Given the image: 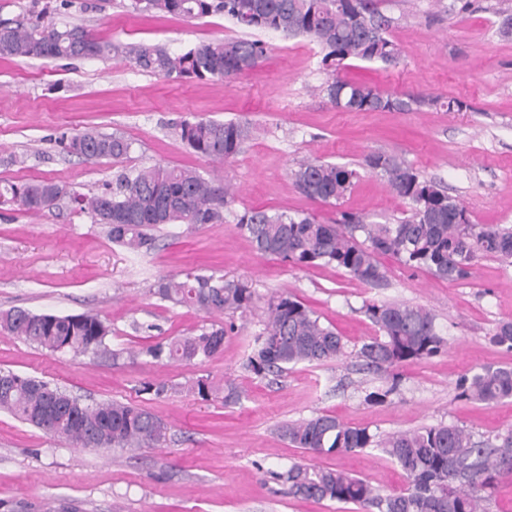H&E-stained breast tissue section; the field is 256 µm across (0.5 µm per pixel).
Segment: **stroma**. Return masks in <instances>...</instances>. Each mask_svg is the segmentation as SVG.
Instances as JSON below:
<instances>
[{"label":"stroma","mask_w":512,"mask_h":512,"mask_svg":"<svg viewBox=\"0 0 512 512\" xmlns=\"http://www.w3.org/2000/svg\"><path fill=\"white\" fill-rule=\"evenodd\" d=\"M395 23L397 65L347 59V80L392 95L455 98L459 112H342L323 92L331 78L320 48L306 38L257 32L266 54L233 80L182 83L143 73L128 62L0 59V181L51 180L76 193L104 189L121 169L154 165L220 175L235 188L224 220L195 229L158 226L152 249L112 243L106 225L69 201L32 216L0 206V311L14 307L57 315L94 312L111 327L104 355L52 352L0 332V369L50 381L85 403L141 405L168 425L157 448L84 450L0 411V512H357L352 504L304 501L288 494L282 475L292 463L329 466L384 493L405 485L402 471L376 450L317 456L277 434L286 421L331 414L384 437L439 423L482 435L512 425V398L487 406L460 398L461 376L482 365H512V351L489 342L512 320V266L480 259L470 278L450 282L383 255L378 286L332 267L298 268L258 254L236 226L245 209L314 214L332 223L351 211L385 223L402 217L403 201L365 165L371 153L405 159L422 177L458 196L477 224H512V37L499 36L512 0H380ZM115 43L156 44L181 53L195 43L236 38L223 16L197 21L142 18L129 0H72L53 16ZM197 117L246 120L255 128L241 153L218 163L188 149L174 124ZM93 128L132 143L127 158L86 161L60 146L62 133ZM316 158L355 169L339 202L303 196L292 172ZM248 282L253 305L234 314L235 330L219 357L155 362L146 348L208 325L207 314L159 300L163 278L186 271ZM295 296L342 336L347 355L322 365L298 364L257 376L243 364L268 317V300ZM406 302L436 316L445 350L401 363L399 389L382 404L364 400L384 374L364 371L357 351L377 336L369 302ZM237 386L236 401L190 393L198 378ZM166 381L156 398L140 391Z\"/></svg>","instance_id":"1"}]
</instances>
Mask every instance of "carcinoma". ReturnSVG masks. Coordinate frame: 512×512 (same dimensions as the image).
Returning <instances> with one entry per match:
<instances>
[{"instance_id": "1", "label": "carcinoma", "mask_w": 512, "mask_h": 512, "mask_svg": "<svg viewBox=\"0 0 512 512\" xmlns=\"http://www.w3.org/2000/svg\"><path fill=\"white\" fill-rule=\"evenodd\" d=\"M54 0H32L23 20L0 17V57L64 59L120 57L136 69L179 82L234 79L255 70L266 53L260 40L247 38L201 41L182 53L142 43L114 44L81 26L59 27L48 19ZM133 12L171 15L186 21L222 14L246 30L274 31L286 37H307L324 51L323 63L333 68L324 88L329 101L344 112L389 110L412 112L425 105L461 111L457 100L394 96L340 76L343 62L358 58L394 66L400 48L390 38L392 18L377 0H131ZM247 121L196 118L176 126V135L196 154L213 161L237 156L251 139ZM67 154L85 160H120L132 142L120 134L79 130L61 138ZM366 165L408 206L407 216L379 224L349 212L339 222L325 224L307 212L249 208L237 227L254 250L299 268L334 266L367 285L386 278L378 261L391 255L403 265L437 278H469L483 257L512 264V226L475 224L467 208L436 183L423 178L404 159L384 153L366 157ZM294 184L306 198L338 201L354 185L357 172L317 159L300 161L292 172ZM70 199L93 222L108 227L112 242L131 251L150 249L151 231L160 224L197 227L224 220L233 195L222 183L193 169L153 166L120 170L107 188L92 196L70 192L59 183L41 180L0 182V204L40 213ZM155 295L208 315L246 311L255 293L241 281L224 276L185 273L165 278ZM365 313L380 335L357 352L366 369L391 375V383L366 391L364 400L381 403L398 387L393 369L409 360L434 357L446 347L436 316L407 304L365 305ZM234 324L213 321L198 334L174 337L149 347L145 354L160 361L209 360L224 351V337ZM0 330L50 351H104L110 326L97 313L36 314L22 308L0 311ZM490 341L512 350V320L500 321ZM345 354L342 337L321 322L312 309L292 295L268 300V319L254 341L246 368L257 376L284 371L299 363L321 364ZM1 375L0 410L45 430L56 421L54 435L87 448L133 449L160 446L168 426L144 407L130 402L84 404L50 383L11 371ZM459 396L485 405L512 397V366H482L457 382ZM281 439L315 455L378 449L404 473L408 485L384 494L368 481L343 471L292 464L288 494L301 500L354 504L360 512H487L499 481L512 476V427L492 435H475L464 427L437 424L399 431L380 439L365 427L352 426L329 414L288 421L278 428Z\"/></svg>"}]
</instances>
